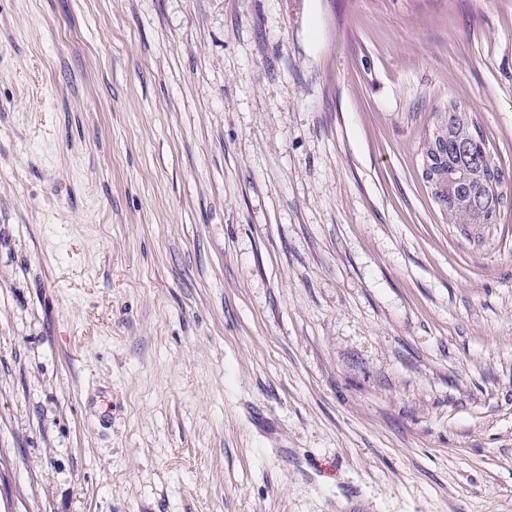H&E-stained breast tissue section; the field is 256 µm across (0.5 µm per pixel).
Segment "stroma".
I'll return each mask as SVG.
<instances>
[{"mask_svg":"<svg viewBox=\"0 0 512 512\" xmlns=\"http://www.w3.org/2000/svg\"><path fill=\"white\" fill-rule=\"evenodd\" d=\"M512 0H0V512H512ZM448 104V112L435 115V121H443L448 139V153L440 166L443 180L439 205L451 224L499 223L500 199L512 193L510 172L495 156L487 154L485 135L472 112L457 102ZM456 143L468 145V152L456 153Z\"/></svg>","mask_w":512,"mask_h":512,"instance_id":"obj_1","label":"stroma"}]
</instances>
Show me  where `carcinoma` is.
Returning a JSON list of instances; mask_svg holds the SVG:
<instances>
[{
  "label": "carcinoma",
  "instance_id": "cac0c4a2",
  "mask_svg": "<svg viewBox=\"0 0 512 512\" xmlns=\"http://www.w3.org/2000/svg\"><path fill=\"white\" fill-rule=\"evenodd\" d=\"M435 119L443 121L448 153L441 163V208L450 224H497L501 198L512 193V173L487 154L488 144L472 113L456 102Z\"/></svg>",
  "mask_w": 512,
  "mask_h": 512
}]
</instances>
